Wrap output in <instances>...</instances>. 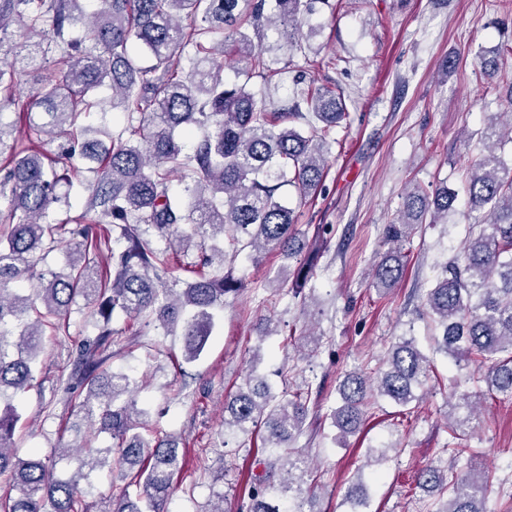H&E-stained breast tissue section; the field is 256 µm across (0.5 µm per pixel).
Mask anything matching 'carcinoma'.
Listing matches in <instances>:
<instances>
[{"instance_id": "cac0c4a2", "label": "carcinoma", "mask_w": 512, "mask_h": 512, "mask_svg": "<svg viewBox=\"0 0 512 512\" xmlns=\"http://www.w3.org/2000/svg\"><path fill=\"white\" fill-rule=\"evenodd\" d=\"M318 2L331 6L330 0H0V36L18 25L39 38V52L57 55L56 68L38 79L25 141L12 137L14 124L1 112L16 101L15 62H0V477L10 482L0 512H88L79 482L104 467L123 482L110 512H167L182 471L180 439L142 433L135 381L106 368L116 334L111 322L121 313L146 327L180 331L190 363L203 352L224 298L245 288L232 273L212 276L208 268L224 265L229 254L246 250L259 263L276 251L294 262L279 274L277 287L296 292L313 277L317 254L304 251L284 189L303 197L322 182L327 137L348 113L336 91L309 83L303 101L320 125L305 136L288 125L304 114L278 112L258 100L249 78L265 75V55L281 44L299 47L312 37L314 31L303 28ZM231 65L246 81L224 83ZM103 86L112 90V108L143 116L127 138L86 123L101 105ZM501 116L507 117L502 125L489 118L484 139L512 141V114ZM182 134L197 135L190 153L183 152ZM44 137L59 142L57 159L38 149ZM79 172L92 174L88 206L106 218L92 230L71 226L78 218L54 216L68 205L61 186ZM177 173L182 190L174 193ZM467 196L470 208L483 211V222L427 289L423 306L436 351L460 370L474 367L469 379L484 382L486 391L448 399L449 463L416 476L434 496L432 512H486L488 475L472 466V449L462 441L475 427L484 393L512 397V163L495 145L473 163ZM456 197L446 187L405 194L397 217L385 225L389 248L372 287L384 293L399 284L410 228L427 214L432 224L448 218ZM185 224L197 225L213 243L182 232ZM148 229L175 240L177 252L198 250L194 277L183 287L160 280L171 270L170 254L144 237ZM61 243L65 270L35 271L34 255ZM22 281L31 283L30 293L12 287ZM79 298L91 308L98 333L78 344L64 391L74 411L112 438L116 457L79 443L65 452L72 472L56 478L43 461L14 454L22 415L13 401L34 380L45 329H65ZM318 343L305 333L294 347L304 357ZM430 371L414 337L395 338L375 376L354 371L340 382L342 404L333 413L339 438L359 432L367 406L377 400L411 405ZM308 414L302 393L278 395L254 369L225 396L224 432L249 436L262 429L268 454L262 472L248 473V501L238 512H313V495L303 488L308 456L298 447ZM346 502L352 512L368 505L362 476Z\"/></svg>"}]
</instances>
